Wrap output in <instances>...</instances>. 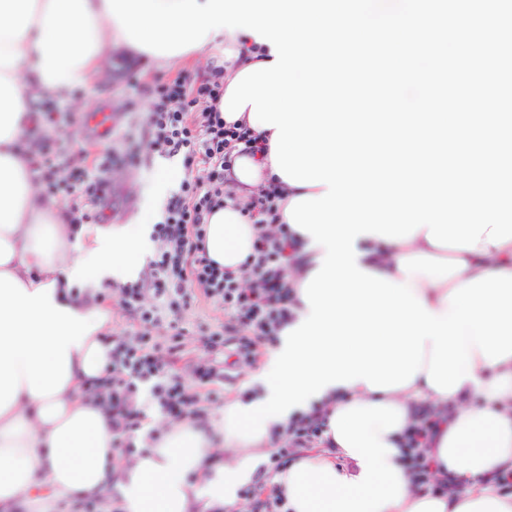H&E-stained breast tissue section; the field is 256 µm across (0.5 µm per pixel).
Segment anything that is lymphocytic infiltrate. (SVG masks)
<instances>
[{
	"label": "lymphocytic infiltrate",
	"mask_w": 512,
	"mask_h": 512,
	"mask_svg": "<svg viewBox=\"0 0 512 512\" xmlns=\"http://www.w3.org/2000/svg\"><path fill=\"white\" fill-rule=\"evenodd\" d=\"M223 97L220 68L194 84L159 80L149 90L150 136L145 145L181 157L184 172L151 226L154 250L146 268L136 281L114 291L129 325L112 335L111 376L93 386L112 408V446L125 461L139 454L134 434L144 428L149 413L169 421L204 418L207 407L224 396L220 385L225 371L256 363L264 349L278 343L291 317L294 290L286 271L293 261L295 239L280 222V184L268 183L243 204L257 229L250 262L236 272L207 255L206 218L233 199L229 174L236 158L266 150L246 124H225L218 108ZM64 153L57 140H45L30 159L35 181L43 195L67 203L69 223H90L94 209L112 192L107 173L115 158L102 154L91 168L84 159L73 158L64 176L58 169ZM200 169L206 170V178L197 177ZM200 299L223 312V325L197 328L185 322L184 312ZM190 341L201 347L204 357L184 373L178 362ZM326 419L327 412L320 407L295 415L284 435L274 439L257 483L242 491L258 512H284V495L268 491L267 482L299 450L324 446ZM440 424L436 415L424 413L400 442L415 483L434 495L456 487L453 476H437L438 464L426 453Z\"/></svg>",
	"instance_id": "f902f5d3"
}]
</instances>
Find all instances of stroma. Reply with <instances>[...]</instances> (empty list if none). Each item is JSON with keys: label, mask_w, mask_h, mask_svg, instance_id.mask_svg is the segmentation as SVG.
I'll use <instances>...</instances> for the list:
<instances>
[{"label": "stroma", "mask_w": 512, "mask_h": 512, "mask_svg": "<svg viewBox=\"0 0 512 512\" xmlns=\"http://www.w3.org/2000/svg\"><path fill=\"white\" fill-rule=\"evenodd\" d=\"M108 73L75 91L71 98L53 100L58 112L56 127L31 128L23 144L36 152L45 137L63 141L67 152L97 157L105 149L124 153L131 134H144L148 126V86L156 79L177 77L197 82L210 73L204 62L162 66L153 61L131 58L120 47L114 48L107 65ZM108 110L112 114V134L91 139L80 131L81 121L90 113ZM181 164L179 158L143 151L138 166L117 169L112 181L109 224H143L155 222L164 203L177 190Z\"/></svg>", "instance_id": "1"}]
</instances>
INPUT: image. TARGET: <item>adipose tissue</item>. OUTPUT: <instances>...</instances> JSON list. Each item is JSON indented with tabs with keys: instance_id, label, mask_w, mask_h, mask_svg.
<instances>
[{
	"instance_id": "1",
	"label": "adipose tissue",
	"mask_w": 512,
	"mask_h": 512,
	"mask_svg": "<svg viewBox=\"0 0 512 512\" xmlns=\"http://www.w3.org/2000/svg\"><path fill=\"white\" fill-rule=\"evenodd\" d=\"M125 37L105 0H0V512H23L45 497L98 498L119 512H217L236 505L287 420L267 421L256 441L224 436L214 443L197 419L163 425L155 447L116 461L112 413L87 394L112 368V311L73 290L86 267L96 274L131 270L143 251L139 225L114 230L112 246L84 239L59 206L37 190L21 142L35 125L39 98H66L99 78L113 44ZM255 38L210 32L203 48L225 82L253 65ZM277 174L270 155L237 158L236 201L207 220L206 250L239 269L252 253L256 228L240 204ZM426 229L401 242L357 238L359 267L410 282L435 314L449 309L455 287L488 272H512V240L475 250L432 245ZM427 254L460 259L443 281L406 274L401 258ZM473 377L439 393L419 371L406 387L376 391L366 383L331 385L318 402L327 410L328 446L304 451L274 474L288 512H512V495L489 477L512 469V356L497 364L469 349ZM439 413L429 456L451 471L456 492L417 489L402 462L403 431L422 410Z\"/></svg>"
}]
</instances>
